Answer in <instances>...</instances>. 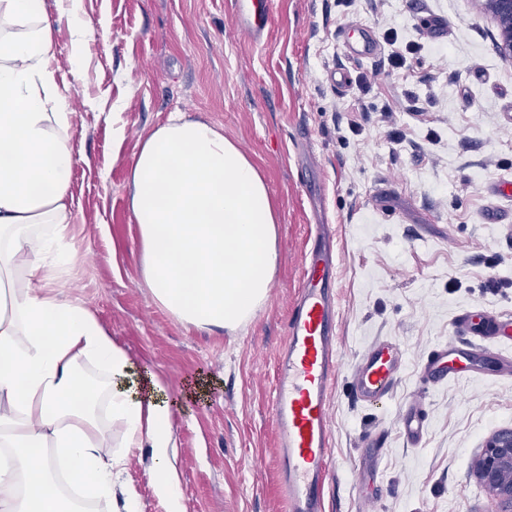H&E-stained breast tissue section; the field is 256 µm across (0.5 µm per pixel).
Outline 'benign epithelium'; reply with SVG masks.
<instances>
[{"label":"benign epithelium","mask_w":512,"mask_h":512,"mask_svg":"<svg viewBox=\"0 0 512 512\" xmlns=\"http://www.w3.org/2000/svg\"><path fill=\"white\" fill-rule=\"evenodd\" d=\"M491 17L500 54L512 61V0H478ZM476 483L500 501L502 512H512V430L486 438L471 470Z\"/></svg>","instance_id":"1"}]
</instances>
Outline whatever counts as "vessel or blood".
I'll use <instances>...</instances> for the list:
<instances>
[{
	"instance_id": "vessel-or-blood-1",
	"label": "vessel or blood",
	"mask_w": 512,
	"mask_h": 512,
	"mask_svg": "<svg viewBox=\"0 0 512 512\" xmlns=\"http://www.w3.org/2000/svg\"><path fill=\"white\" fill-rule=\"evenodd\" d=\"M236 26L260 36L270 23L267 6L249 9L236 0ZM333 269L322 250L306 254L296 306L286 325L272 388L276 440L272 456L280 471L289 512H322L324 479L332 432L330 395L340 366L336 342L337 307ZM477 335L492 344L482 358L501 360L499 345L512 340V315L465 314ZM401 347L392 341L372 345L359 359L354 374L355 394L364 402L383 400L397 379ZM429 375L445 380L470 371L471 360L456 343H448L428 360ZM400 428L411 443H419L425 419L418 409H406Z\"/></svg>"
}]
</instances>
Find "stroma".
I'll return each instance as SVG.
<instances>
[{
  "mask_svg": "<svg viewBox=\"0 0 512 512\" xmlns=\"http://www.w3.org/2000/svg\"><path fill=\"white\" fill-rule=\"evenodd\" d=\"M234 2L81 0L104 32L79 80L58 24L79 255L60 281L163 382L183 512H287L271 390L303 257L316 225H330L342 365L323 512H500L471 464L491 433L512 429V378L424 373L441 345L466 344L463 314L512 311V197L496 188L512 181V61L493 21L477 0H270L273 23L254 42L236 28ZM435 19L446 23L439 38L427 30ZM361 26L377 41L365 59L346 50ZM175 111L223 129L278 212L269 297L233 333L181 324L143 282L127 177L142 138ZM491 212L499 223H486ZM383 340L403 350L396 384L358 402L353 367ZM417 401L426 431L415 446L398 420ZM120 482L142 512H167L148 449L129 456Z\"/></svg>",
  "mask_w": 512,
  "mask_h": 512,
  "instance_id": "35a3bbf8",
  "label": "stroma"
}]
</instances>
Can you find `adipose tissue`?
Returning a JSON list of instances; mask_svg holds the SVG:
<instances>
[{
	"instance_id": "1",
	"label": "adipose tissue",
	"mask_w": 512,
	"mask_h": 512,
	"mask_svg": "<svg viewBox=\"0 0 512 512\" xmlns=\"http://www.w3.org/2000/svg\"><path fill=\"white\" fill-rule=\"evenodd\" d=\"M69 23L74 77L96 25L81 0H57ZM55 18L46 0H0V512H73L59 471L112 512H141L115 492L121 447L151 451L168 512H182L164 385L134 364L83 301L36 287L75 221L67 146L70 88L56 79ZM141 266L180 323L234 331L266 302L278 262L277 216L257 167L217 127L182 112L143 140L128 176ZM104 379L91 384L84 365Z\"/></svg>"
}]
</instances>
